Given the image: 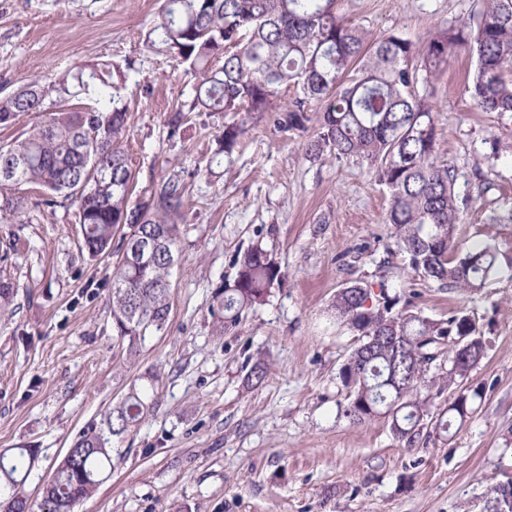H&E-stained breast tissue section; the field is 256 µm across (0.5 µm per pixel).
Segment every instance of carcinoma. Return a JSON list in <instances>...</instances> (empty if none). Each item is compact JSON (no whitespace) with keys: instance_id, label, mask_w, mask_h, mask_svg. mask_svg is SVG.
Instances as JSON below:
<instances>
[{"instance_id":"1","label":"carcinoma","mask_w":512,"mask_h":512,"mask_svg":"<svg viewBox=\"0 0 512 512\" xmlns=\"http://www.w3.org/2000/svg\"><path fill=\"white\" fill-rule=\"evenodd\" d=\"M337 0H164L144 44L189 66L196 80L190 110L270 112L282 86L296 98L278 113L283 132L306 129V105L323 102L319 125L305 154L366 163L389 193L386 223L396 250L411 269L442 288L478 293L499 272L495 247L487 241L458 244L456 226L465 211L484 205L490 188L481 179L477 194L460 195L455 169L438 156L434 112L428 95H417L420 78L438 75L460 49L476 54L466 92L484 112H512V0H483L479 20L435 30L415 45L397 32L370 37L345 20ZM112 63L69 72L46 82L32 79L19 93L0 96V124L17 114L42 116L21 140L0 146V221L21 218L22 187L37 185L41 204L77 207L82 246L89 257L106 254L120 237L112 264L108 302L115 336L132 354L146 337L165 331L169 317L171 268L178 260L184 185L169 178L151 187L146 199L130 204L135 174L121 147L127 112L113 94ZM81 95L78 110L59 104ZM244 124L226 123L211 161L220 165L237 152ZM232 282L213 295L217 331L241 312L266 301L280 283V266L256 245L235 257ZM353 282L336 292L334 307L357 336L340 372L346 392L343 414L354 423L387 422L398 440L409 443L425 418L448 434L474 411L478 391H454L448 406L433 407V391L459 385L484 358L486 342L463 309L431 319L398 308L400 297L384 284ZM367 336H396L399 344L362 351ZM447 364L460 357V337L469 336L474 362L454 372L425 363L422 337ZM156 379L134 388L82 432L30 501L25 484L36 448L0 453V512H73L112 474L114 439L137 426L157 406ZM491 512H512V477L491 486Z\"/></svg>"}]
</instances>
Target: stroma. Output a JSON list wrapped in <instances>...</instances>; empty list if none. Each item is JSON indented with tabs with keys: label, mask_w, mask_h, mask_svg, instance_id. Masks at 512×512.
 I'll use <instances>...</instances> for the list:
<instances>
[{
	"label": "stroma",
	"mask_w": 512,
	"mask_h": 512,
	"mask_svg": "<svg viewBox=\"0 0 512 512\" xmlns=\"http://www.w3.org/2000/svg\"><path fill=\"white\" fill-rule=\"evenodd\" d=\"M160 0H0V96L29 79L109 61L126 68L123 146L138 189L169 177L186 187L184 231L170 276L165 333L135 357L119 349L108 306L111 255L81 251L77 209L42 205L24 190L22 222H0V451L35 448L27 492L39 491L76 435L142 378L158 382L156 410L116 439L112 475L74 512H485L486 493L512 475V224L466 212L458 241L485 239L499 276L476 300L439 287L392 251L387 190L354 157L304 154L306 130L283 133L269 112L243 113L232 162L213 165L215 137L234 114L191 112L178 135L167 120L190 103L195 79L145 47ZM481 0H338L372 34L422 43L436 28L476 17ZM474 57L460 50L418 91L432 93L439 157L460 193L479 178L489 198L512 199V112L481 111L465 91ZM503 149L493 153L492 142ZM261 245L285 277L266 302L223 335L213 332V292L233 280L234 256ZM385 285L434 319L470 309L489 340L466 384L478 389L453 436L426 421L415 445L383 420L356 424L342 409L339 374L356 338L336 316L339 288ZM266 364L264 382L249 376Z\"/></svg>",
	"instance_id": "stroma-1"
}]
</instances>
